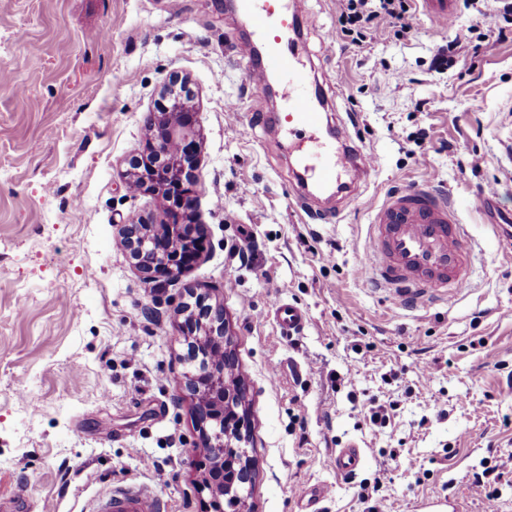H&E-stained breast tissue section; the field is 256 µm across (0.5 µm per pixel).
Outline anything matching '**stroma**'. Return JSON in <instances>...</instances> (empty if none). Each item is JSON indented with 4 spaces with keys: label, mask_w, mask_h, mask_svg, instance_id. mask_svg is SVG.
<instances>
[{
    "label": "stroma",
    "mask_w": 512,
    "mask_h": 512,
    "mask_svg": "<svg viewBox=\"0 0 512 512\" xmlns=\"http://www.w3.org/2000/svg\"><path fill=\"white\" fill-rule=\"evenodd\" d=\"M336 0H306L300 47L326 78L325 111L376 157L341 214L312 219L278 138L254 124L244 35L226 0H0V507L86 512L119 484L168 512H207L210 459L186 387L198 359L177 310L221 303L246 386L259 466L253 512H388L429 502L512 512V480L488 504L473 472L512 455V38L495 0L458 12L471 43L437 67L456 29L414 10L395 37L327 41ZM185 81L200 148L194 223L207 249L177 281L150 280L123 224L158 216L120 176L148 148V112ZM427 181L458 203L471 251L463 291L399 305L373 286L364 238L390 192ZM494 187L487 212L473 198ZM281 296L305 326L282 335ZM384 408L374 424L369 406ZM363 462L338 473L337 449ZM161 466L167 482L152 468Z\"/></svg>",
    "instance_id": "obj_1"
}]
</instances>
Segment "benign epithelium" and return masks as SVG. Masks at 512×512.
I'll list each match as a JSON object with an SVG mask.
<instances>
[{
  "instance_id": "1",
  "label": "benign epithelium",
  "mask_w": 512,
  "mask_h": 512,
  "mask_svg": "<svg viewBox=\"0 0 512 512\" xmlns=\"http://www.w3.org/2000/svg\"><path fill=\"white\" fill-rule=\"evenodd\" d=\"M147 125L152 141L139 159L147 170L135 164L122 177L133 194H165L175 201L167 205L159 226L130 224L124 229L123 240L143 273L176 280L187 260L197 259L205 248L196 226L181 223L182 216L194 208L198 182V121L186 91L168 85L160 109L148 113ZM186 329L194 350L204 352L198 371L189 378L199 436L213 462V476L221 481L224 474L232 475L224 499L211 500L215 512H224L223 504L252 494L255 485L257 468L249 456L250 434L244 428L247 413L235 411L224 416V404L239 400L242 393L224 384L225 366L235 363V358L222 307L200 304Z\"/></svg>"
}]
</instances>
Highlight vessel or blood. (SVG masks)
Returning a JSON list of instances; mask_svg holds the SVG:
<instances>
[{
  "label": "vessel or blood",
  "instance_id": "obj_1",
  "mask_svg": "<svg viewBox=\"0 0 512 512\" xmlns=\"http://www.w3.org/2000/svg\"><path fill=\"white\" fill-rule=\"evenodd\" d=\"M424 14L440 25L453 21L455 0H420ZM250 21L251 33L240 44L244 58H257L248 68L251 109L261 127L277 126L302 133L294 181L298 194H330L337 207L354 197L374 168L371 154L356 145L345 126L325 125L321 84L308 83L301 62L288 42L299 31L304 0H234ZM281 80L284 107L267 111L266 84ZM376 281L400 302L418 301L467 283L469 249L466 230L445 194L430 185L406 187L388 194L377 208L365 240ZM270 306L278 327L291 333L304 327V312L282 299ZM94 512H167L166 503L134 485L108 490L93 505Z\"/></svg>",
  "mask_w": 512,
  "mask_h": 512
}]
</instances>
